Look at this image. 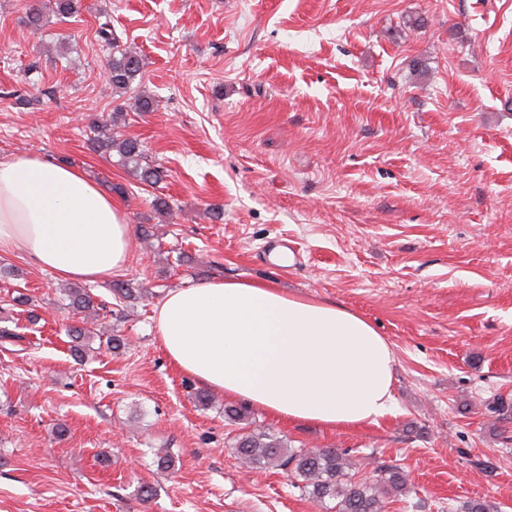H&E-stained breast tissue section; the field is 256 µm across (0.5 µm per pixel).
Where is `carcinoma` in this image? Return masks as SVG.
Returning a JSON list of instances; mask_svg holds the SVG:
<instances>
[{
    "label": "carcinoma",
    "instance_id": "1",
    "mask_svg": "<svg viewBox=\"0 0 512 512\" xmlns=\"http://www.w3.org/2000/svg\"><path fill=\"white\" fill-rule=\"evenodd\" d=\"M99 38L112 49L108 76L115 92L125 94L143 68V57L132 46L122 44L105 22L97 30ZM123 117L117 107L107 117L91 123L97 133L95 142L104 153L117 152L118 163L141 182L156 185L165 178V171L148 160L141 143L134 138L120 139L110 133ZM68 307L76 312L102 310L105 304L84 288L65 291ZM67 334L75 353H83L89 341L99 336L92 326L72 325ZM236 457L250 468L276 467L287 472L293 486L322 507L334 502L331 512H384L385 497L407 489L408 478L397 467L374 469L371 478L358 477L360 466L338 448H292L282 438L268 431L255 429L235 435L231 442Z\"/></svg>",
    "mask_w": 512,
    "mask_h": 512
}]
</instances>
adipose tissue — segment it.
I'll use <instances>...</instances> for the list:
<instances>
[{"label": "adipose tissue", "instance_id": "ef3b65f1", "mask_svg": "<svg viewBox=\"0 0 512 512\" xmlns=\"http://www.w3.org/2000/svg\"><path fill=\"white\" fill-rule=\"evenodd\" d=\"M130 250L123 209L82 172L36 155L0 160L1 254L93 282L122 271ZM154 331L183 372L278 419L351 428L392 409L391 345L333 303L212 281L169 290Z\"/></svg>", "mask_w": 512, "mask_h": 512}]
</instances>
